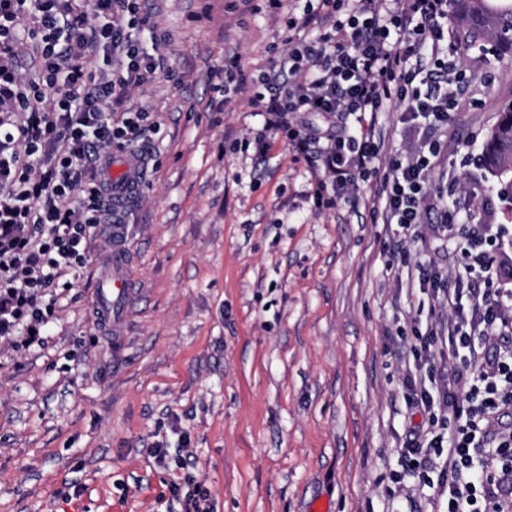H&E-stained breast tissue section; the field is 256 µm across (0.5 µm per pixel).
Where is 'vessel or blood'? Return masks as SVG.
I'll return each instance as SVG.
<instances>
[{"instance_id": "vessel-or-blood-1", "label": "vessel or blood", "mask_w": 512, "mask_h": 512, "mask_svg": "<svg viewBox=\"0 0 512 512\" xmlns=\"http://www.w3.org/2000/svg\"><path fill=\"white\" fill-rule=\"evenodd\" d=\"M147 176L146 160L136 152L114 156L108 172L112 200L118 218L112 226V254L102 274L97 311L113 335H121L124 325L125 300L129 293L127 254L128 237L124 216L132 197L143 187Z\"/></svg>"}]
</instances>
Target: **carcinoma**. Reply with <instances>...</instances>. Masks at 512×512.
<instances>
[{
    "mask_svg": "<svg viewBox=\"0 0 512 512\" xmlns=\"http://www.w3.org/2000/svg\"><path fill=\"white\" fill-rule=\"evenodd\" d=\"M453 16L463 32L461 45L474 47L484 35L512 28V0H453ZM481 164L491 174L512 175V103L503 108L490 129Z\"/></svg>",
    "mask_w": 512,
    "mask_h": 512,
    "instance_id": "cac0c4a2",
    "label": "carcinoma"
}]
</instances>
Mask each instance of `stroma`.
<instances>
[{
    "mask_svg": "<svg viewBox=\"0 0 512 512\" xmlns=\"http://www.w3.org/2000/svg\"><path fill=\"white\" fill-rule=\"evenodd\" d=\"M143 32L161 45L154 84L132 91L156 134L133 144L147 183L128 217L122 335L95 324L98 273L88 264L52 302L47 334L0 344V512H181L176 468L150 455L172 423L190 435L207 512H446L448 496L409 470L401 447L426 418L407 377L421 339L448 317L423 289L461 264L432 197L417 237L373 215L375 181L319 209L315 178L285 138L259 160L236 139L263 127L247 95L224 97V67L244 82L283 51L306 0H146ZM467 103L438 132L432 188L461 181L465 204L498 228L499 279L512 287V214L480 164L488 131L512 101V56L460 52ZM380 159L416 142L422 120L396 103L379 115Z\"/></svg>",
    "mask_w": 512,
    "mask_h": 512,
    "instance_id": "stroma-1",
    "label": "stroma"
}]
</instances>
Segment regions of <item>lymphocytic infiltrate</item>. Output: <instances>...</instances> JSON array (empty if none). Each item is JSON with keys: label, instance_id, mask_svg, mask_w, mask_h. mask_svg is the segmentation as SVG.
<instances>
[{"label": "lymphocytic infiltrate", "instance_id": "obj_1", "mask_svg": "<svg viewBox=\"0 0 512 512\" xmlns=\"http://www.w3.org/2000/svg\"><path fill=\"white\" fill-rule=\"evenodd\" d=\"M451 0H317L290 20L286 50L250 102L264 113V135L244 137L242 152L266 155L269 135L285 134L297 157L322 169L312 196L335 207L376 171L377 114L396 101L404 117L424 119L419 146L392 160L381 182L385 223L416 236L437 160L434 133L457 106L462 71L449 31ZM149 22L139 0H0V342L16 327L41 341L48 319L42 290L84 267L88 247L111 223L112 193L99 150L124 147L153 132L146 111H129L127 94L156 79L158 59L143 44ZM31 44L36 74L16 58ZM119 106L113 118L108 107ZM320 112L318 133L291 114ZM488 225H471L463 271L444 290L450 371L431 392L412 377L414 406L428 416L410 430L404 458L437 476L448 512H512V289L495 288ZM468 363H461V353ZM454 420L445 432L435 405Z\"/></svg>", "mask_w": 512, "mask_h": 512}]
</instances>
